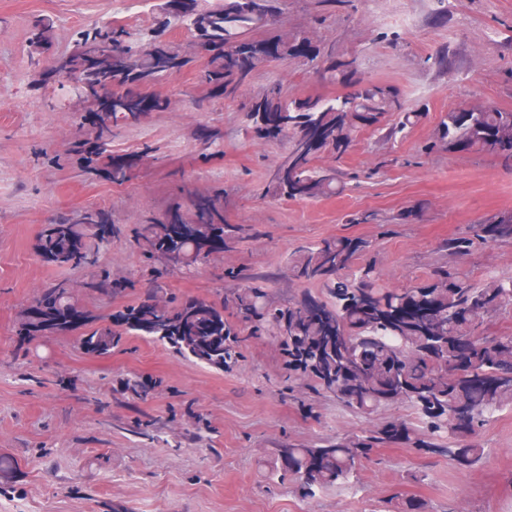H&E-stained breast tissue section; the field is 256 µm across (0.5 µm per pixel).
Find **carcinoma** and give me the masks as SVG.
<instances>
[{
	"mask_svg": "<svg viewBox=\"0 0 512 512\" xmlns=\"http://www.w3.org/2000/svg\"><path fill=\"white\" fill-rule=\"evenodd\" d=\"M286 9V0H164L161 26L185 28L194 42L209 54L201 81L224 88L223 99L233 101L252 72L243 71L238 47L273 24ZM127 28L102 21L77 33L73 49L58 58L64 77L86 75L101 89L112 88L113 71L124 75L118 88L119 108L104 113L102 125L86 129L75 117L80 136L71 152L87 169L102 153L89 154L83 140L112 141V129L132 126L141 119L138 108L146 78L157 83L188 63L173 48L164 58L153 53L157 31L137 45H123ZM114 43L116 57L106 54ZM99 53L90 64L88 53ZM303 61L330 83L349 91L333 99L290 98L281 80L270 82L248 107L253 124L283 126L288 149L274 159L269 170L268 192L275 197L316 200L333 195L346 173L336 167L314 165L316 149L340 154L349 144L348 118L373 125L387 141L403 134L410 123L400 92L393 86L367 80L358 59L336 53L333 45L313 50ZM512 131V112H450L440 121V139L453 150L459 143L472 154H493L512 169V151L498 148L499 132ZM196 223L170 224L152 217L140 225L134 246L146 262L155 254L170 256L171 267L189 273L224 243V235L238 228L224 223V196L212 194L208 208L195 207ZM120 229L98 224L97 208L85 207L76 216H60L44 226L35 251L41 260L58 269L86 270L83 287L99 298L112 299L108 270L99 264V251L111 245ZM512 239V210L487 222L473 224L465 236L448 239L439 247L444 257L455 256L450 268L437 264L430 279L406 288H389L372 262L356 264L357 253L366 252V240L351 245L347 238L323 239L302 246L289 261L288 278L319 286L318 294L304 289L294 293L285 309L267 301V291L253 278L227 272L233 287L217 301L186 300L168 296L153 282L137 302L107 317L86 315L74 298L70 280L54 279L43 289L61 298L49 321L27 318L21 335L31 341L43 333L83 328L82 348L109 353L126 336H148L217 370L233 359L244 341L240 332L224 321V307L231 306L250 323L247 335L280 340L288 357V370L309 376L319 390L331 394L347 408L364 416L393 404L408 405L414 420L397 422L400 439L432 453H441L458 468L478 462L484 448L478 429L494 413L512 405V336H488V318L512 313V275L492 274L490 282L475 283L462 265L476 245ZM390 438L388 431L357 441L324 440L319 444L275 449L270 479L292 481L304 496L313 497L349 485L355 458Z\"/></svg>",
	"mask_w": 512,
	"mask_h": 512,
	"instance_id": "cac0c4a2",
	"label": "carcinoma"
}]
</instances>
